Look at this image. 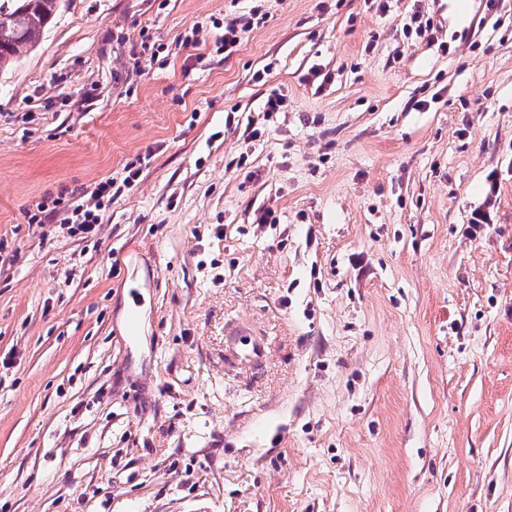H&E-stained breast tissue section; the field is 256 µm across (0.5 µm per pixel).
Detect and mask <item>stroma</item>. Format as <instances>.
I'll return each instance as SVG.
<instances>
[{
	"instance_id": "35a3bbf8",
	"label": "stroma",
	"mask_w": 512,
	"mask_h": 512,
	"mask_svg": "<svg viewBox=\"0 0 512 512\" xmlns=\"http://www.w3.org/2000/svg\"><path fill=\"white\" fill-rule=\"evenodd\" d=\"M457 2L63 0L0 71V512H512V0ZM254 22L248 20L245 23L233 22L224 26V31L216 37V43L221 44L225 56H232L237 51L246 34L253 29ZM139 177L138 168L134 170L131 166H125L119 177H108L100 181L91 192V196L98 200H112L114 196H120L125 189H131ZM118 179L121 184L117 185ZM81 197L72 202L71 217L67 218V223L60 225L61 230L66 229L67 233L96 234L100 223V215L96 213L98 204L95 203L94 209L83 203H79ZM71 224L72 226H69ZM228 351L230 356L240 365L250 368L260 366L266 358V349L262 342L258 341L250 326L243 321L229 330Z\"/></svg>"
}]
</instances>
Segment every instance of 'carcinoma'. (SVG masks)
Here are the masks:
<instances>
[{"label": "carcinoma", "mask_w": 512, "mask_h": 512, "mask_svg": "<svg viewBox=\"0 0 512 512\" xmlns=\"http://www.w3.org/2000/svg\"><path fill=\"white\" fill-rule=\"evenodd\" d=\"M60 0H0V70L37 46Z\"/></svg>", "instance_id": "carcinoma-1"}]
</instances>
